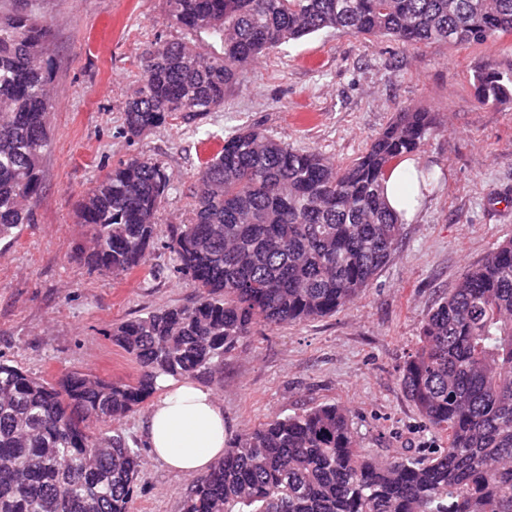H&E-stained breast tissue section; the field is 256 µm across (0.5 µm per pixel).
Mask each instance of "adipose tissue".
<instances>
[{"label": "adipose tissue", "mask_w": 512, "mask_h": 512, "mask_svg": "<svg viewBox=\"0 0 512 512\" xmlns=\"http://www.w3.org/2000/svg\"><path fill=\"white\" fill-rule=\"evenodd\" d=\"M417 173L418 162L411 157L397 165L385 183L388 205L404 223L414 219L420 206L419 200L408 196ZM159 384L164 393L143 423L153 457L175 473L207 471L224 455L222 402L210 387L196 381L163 378Z\"/></svg>", "instance_id": "1"}]
</instances>
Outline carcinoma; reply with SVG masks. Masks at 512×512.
Here are the masks:
<instances>
[{
    "instance_id": "carcinoma-1",
    "label": "carcinoma",
    "mask_w": 512,
    "mask_h": 512,
    "mask_svg": "<svg viewBox=\"0 0 512 512\" xmlns=\"http://www.w3.org/2000/svg\"><path fill=\"white\" fill-rule=\"evenodd\" d=\"M0 11V242L34 223L53 108L49 27L37 0ZM168 17L221 51L159 41L140 62L126 133L224 106L238 71L324 28L421 47L512 34V0H166ZM483 102L512 105V69L478 72ZM399 112L364 151L338 163L257 127L222 140L192 174L191 214L168 249L197 300L112 327L139 367L133 382L72 372L56 382L0 360V512H131L142 458L119 423L162 376L213 374L254 328L347 309L401 241L384 183L434 129ZM172 190L163 164L135 157L81 196L91 249L77 258L121 277L158 237ZM400 375L444 448L383 461L362 452L349 411L325 403L275 415L226 443L182 512H512V240L469 267L423 318Z\"/></svg>"
}]
</instances>
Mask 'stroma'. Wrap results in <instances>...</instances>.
Instances as JSON below:
<instances>
[{"label":"stroma","mask_w":512,"mask_h":512,"mask_svg":"<svg viewBox=\"0 0 512 512\" xmlns=\"http://www.w3.org/2000/svg\"><path fill=\"white\" fill-rule=\"evenodd\" d=\"M53 49L51 145L41 163L34 221L0 244V359L50 381L79 370L115 382L138 375L109 335L112 325L187 304L195 290L166 246L189 217L200 158L224 135L257 125L296 148L338 162L356 158L395 113L423 109L437 128L416 158L441 182L369 288L336 315L259 328L204 377L224 403L229 437L268 417L334 403L347 408L362 450L378 458L443 447L400 385L437 297L499 242L512 238V106L482 102L475 75L512 68V34L476 47L406 48L388 38L323 29L281 45L239 73L220 111L174 121L140 138L123 131L124 105L141 54L156 40L186 38L166 0H38ZM158 158L174 188L157 215L159 237L143 268L113 278L74 261L87 246L75 208L113 165ZM137 410L120 425L141 454L132 512H181L193 477L155 461Z\"/></svg>","instance_id":"obj_1"}]
</instances>
